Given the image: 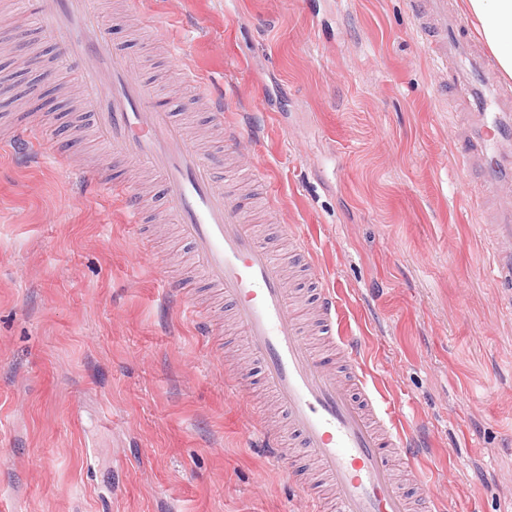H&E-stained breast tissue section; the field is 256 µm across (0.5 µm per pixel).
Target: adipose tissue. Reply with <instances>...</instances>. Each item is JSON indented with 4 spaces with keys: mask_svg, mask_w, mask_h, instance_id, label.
Here are the masks:
<instances>
[{
    "mask_svg": "<svg viewBox=\"0 0 512 512\" xmlns=\"http://www.w3.org/2000/svg\"><path fill=\"white\" fill-rule=\"evenodd\" d=\"M467 13L478 30L500 71L512 79V0H466Z\"/></svg>",
    "mask_w": 512,
    "mask_h": 512,
    "instance_id": "ef3b65f1",
    "label": "adipose tissue"
}]
</instances>
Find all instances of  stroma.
<instances>
[{"label": "stroma", "instance_id": "1", "mask_svg": "<svg viewBox=\"0 0 512 512\" xmlns=\"http://www.w3.org/2000/svg\"><path fill=\"white\" fill-rule=\"evenodd\" d=\"M114 46L200 137L218 177L253 175L256 233L309 240L416 444L412 502L512 512V310L488 276L483 217L452 112L408 0H96ZM21 33L57 55L34 0H0V142L25 115L46 158L0 149V500L12 512H307L316 469L290 438L284 482L255 432L287 425L223 298L209 288L150 169L84 184L103 147L77 70L20 68ZM181 45L249 136L230 155L167 48ZM47 94L51 111L32 109ZM123 182L142 223L126 221ZM171 290H162L163 280ZM241 367L238 395L224 372Z\"/></svg>", "mask_w": 512, "mask_h": 512}]
</instances>
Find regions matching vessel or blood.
<instances>
[{"mask_svg": "<svg viewBox=\"0 0 512 512\" xmlns=\"http://www.w3.org/2000/svg\"><path fill=\"white\" fill-rule=\"evenodd\" d=\"M410 8L437 63L441 87L455 91L453 108L477 122L475 131L461 135V153L482 180L479 198L493 203V217L484 226L491 273L496 287L512 298V178L507 175L512 156L501 151L512 140V123L490 115V101L476 97V84L493 72L468 27L449 15L448 0H410ZM39 17L62 59L80 69L86 113L108 147L107 164L141 163L160 178L168 223L178 225L190 242L208 286L230 303L289 431L309 449L331 486L332 503L311 498L310 512H408L393 466L398 454L411 462L414 442L400 425L394 401L369 386L357 337L340 333L334 290L321 289L316 326H304L292 307L275 245L259 239L245 221L233 185L215 178L186 126L158 105L154 86L113 47L92 0H40ZM181 71L195 97L210 100L226 151L239 152L244 134L225 120L224 100L212 98L196 69L185 64ZM317 335L341 348L348 375L323 362L313 343ZM258 432L271 462L291 480L280 433L264 426Z\"/></svg>", "mask_w": 512, "mask_h": 512, "instance_id": "b4317fda", "label": "vessel or blood"}]
</instances>
